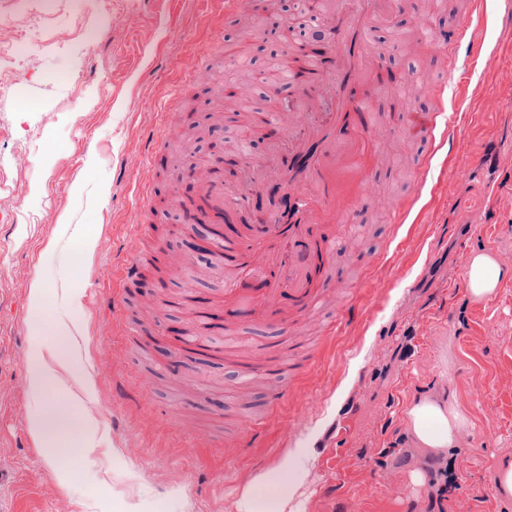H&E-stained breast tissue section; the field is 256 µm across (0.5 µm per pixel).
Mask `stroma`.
<instances>
[{"label": "stroma", "instance_id": "1", "mask_svg": "<svg viewBox=\"0 0 512 512\" xmlns=\"http://www.w3.org/2000/svg\"><path fill=\"white\" fill-rule=\"evenodd\" d=\"M415 0H388L375 52L394 74L373 95L387 114L405 79L419 83L416 107L432 105L438 69L418 45ZM492 0L483 32L488 56L475 63L456 112L453 151H440L428 175L414 158L419 141L393 124L373 172L378 193L358 204L352 231L330 259L344 293L335 336L315 323L297 328L309 367L295 381L264 378L251 401L233 391L238 371L221 357L176 350L175 330L202 323L189 295L212 297L224 274L200 247L206 227L187 226L173 194L195 183L186 173L232 147L241 116L269 111L256 83L241 112L211 120L229 80L267 75L287 51L290 14L279 27L247 37L225 17L224 0H56L32 26L15 0H0V45L29 32V52L0 93V512H116L141 495L143 512H236L240 488L290 448H313L302 489L304 512H425L431 488L411 490L407 469L435 477L443 467L413 448L404 410L419 390L448 394L470 420L448 455L457 487L445 512H512L496 497L490 472L512 458V279L482 302L464 287L475 252L512 268V21ZM247 39L226 57V42ZM66 51H58V44ZM198 125L195 154L166 138L164 126ZM153 199L141 212L142 177ZM420 193L404 223L392 222ZM92 244L81 249L79 235ZM165 246L187 254L183 271L161 273L153 306L137 311L141 288L113 292L112 271ZM382 254L365 273L352 248ZM41 280L52 315L72 317L92 391L86 412L99 420L106 452L51 463L30 426L26 359L39 343L31 326L30 285ZM121 298L138 314L143 350L122 346ZM280 402L268 411L269 391Z\"/></svg>", "mask_w": 512, "mask_h": 512}]
</instances>
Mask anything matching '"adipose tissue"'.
Instances as JSON below:
<instances>
[{
	"label": "adipose tissue",
	"mask_w": 512,
	"mask_h": 512,
	"mask_svg": "<svg viewBox=\"0 0 512 512\" xmlns=\"http://www.w3.org/2000/svg\"><path fill=\"white\" fill-rule=\"evenodd\" d=\"M505 278H512V269L500 266L490 254H473L467 262L468 290L474 301L493 294ZM45 298L42 286L33 285L34 328L51 336L48 348H35L27 361L34 429L47 440L51 461H58L66 453L69 436L77 428L83 431L81 453L93 458L98 454V425L85 412L86 390L73 389L67 380L82 363L76 328L66 320L47 318ZM404 419L415 448L433 459L444 458L448 450L457 447L469 423L446 394L430 392L413 398ZM315 456L312 448L285 450L271 468L258 472L242 487L237 512H301L297 497L309 476L307 463Z\"/></svg>",
	"instance_id": "1"
}]
</instances>
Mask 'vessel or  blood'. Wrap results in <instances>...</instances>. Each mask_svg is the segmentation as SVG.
<instances>
[{
  "label": "vessel or blood",
  "mask_w": 512,
  "mask_h": 512,
  "mask_svg": "<svg viewBox=\"0 0 512 512\" xmlns=\"http://www.w3.org/2000/svg\"><path fill=\"white\" fill-rule=\"evenodd\" d=\"M309 9L323 10L327 22L322 38L327 52L310 56L298 51L290 62L298 92L295 110L275 118L269 132L287 131L290 149L286 170L241 163L242 184H272L286 190L288 206L269 213L262 223L247 222L243 195L224 191V159L213 157L210 178L199 198L180 201L184 222L208 216L212 231L206 246L224 269V333L240 335L242 328L263 325L286 333L292 321L316 318L338 286L329 271L330 257L354 205L374 194L371 170L377 162L374 137L383 126L367 104L384 79L383 69L369 52L380 0H308ZM227 16L259 28L264 19L254 0H225ZM488 21L487 0H468L461 23L442 28L429 21L419 36L436 45L434 62L441 73L433 107L405 106L393 121L423 141L416 167L428 171L432 157L447 142L453 126L447 97L460 96L471 79V65L486 47L481 33ZM331 92L336 109L327 121L311 120L323 92ZM304 361L287 353L281 342L258 346L241 375L244 380L270 374L296 378Z\"/></svg>",
  "instance_id": "1"
}]
</instances>
